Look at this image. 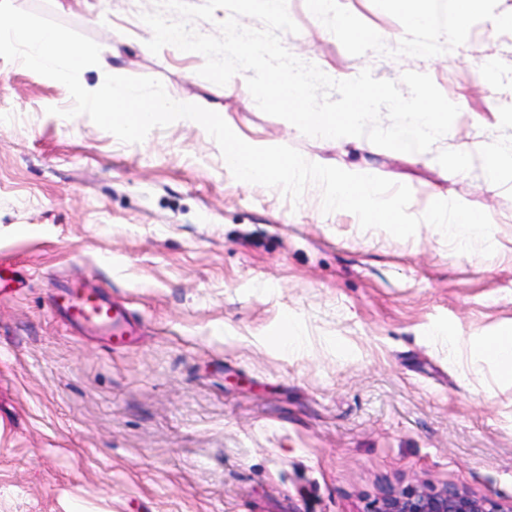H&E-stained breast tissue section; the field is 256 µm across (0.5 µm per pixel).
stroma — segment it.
I'll return each instance as SVG.
<instances>
[{"mask_svg": "<svg viewBox=\"0 0 512 512\" xmlns=\"http://www.w3.org/2000/svg\"><path fill=\"white\" fill-rule=\"evenodd\" d=\"M13 2L108 48L120 75L217 105L247 143L405 184L416 216L436 199L486 212L495 252L457 253L426 223L362 229L316 184L295 203L238 181L187 119L122 143L62 117V83L0 58V512H364L448 485L512 506V381L435 338L512 324V173L488 191L482 157L512 150V28L448 30V0H431L435 27L415 33L393 0H331L380 33L350 41L288 0L284 46L331 78L422 72L462 101L453 133L403 153L305 136L200 76L204 56L152 53L154 0ZM63 279L107 288L141 336L116 351L74 331L53 307Z\"/></svg>", "mask_w": 512, "mask_h": 512, "instance_id": "obj_1", "label": "stroma"}]
</instances>
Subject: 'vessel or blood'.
Listing matches in <instances>:
<instances>
[{"label":"vessel or blood","instance_id":"1","mask_svg":"<svg viewBox=\"0 0 512 512\" xmlns=\"http://www.w3.org/2000/svg\"><path fill=\"white\" fill-rule=\"evenodd\" d=\"M54 304L68 325L101 336L110 347H129L139 334V324L129 310L89 281L62 283Z\"/></svg>","mask_w":512,"mask_h":512}]
</instances>
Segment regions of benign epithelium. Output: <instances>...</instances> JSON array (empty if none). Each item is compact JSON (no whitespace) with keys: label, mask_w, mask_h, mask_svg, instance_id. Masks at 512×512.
<instances>
[{"label":"benign epithelium","mask_w":512,"mask_h":512,"mask_svg":"<svg viewBox=\"0 0 512 512\" xmlns=\"http://www.w3.org/2000/svg\"><path fill=\"white\" fill-rule=\"evenodd\" d=\"M366 512H507L454 486L440 490L426 486L390 490L374 499Z\"/></svg>","instance_id":"7a95c632"}]
</instances>
